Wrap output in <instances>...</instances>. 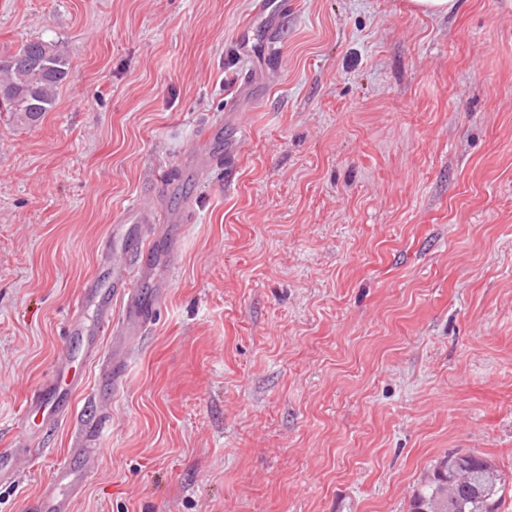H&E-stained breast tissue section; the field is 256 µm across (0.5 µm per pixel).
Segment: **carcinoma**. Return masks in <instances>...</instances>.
Returning a JSON list of instances; mask_svg holds the SVG:
<instances>
[{
	"label": "carcinoma",
	"instance_id": "cac0c4a2",
	"mask_svg": "<svg viewBox=\"0 0 512 512\" xmlns=\"http://www.w3.org/2000/svg\"><path fill=\"white\" fill-rule=\"evenodd\" d=\"M68 66L67 57L52 42L23 44L0 59V104L22 124L38 122L54 107ZM502 494L488 461L473 453L450 452L413 495L408 512H498Z\"/></svg>",
	"mask_w": 512,
	"mask_h": 512
}]
</instances>
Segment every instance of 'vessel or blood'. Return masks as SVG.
Listing matches in <instances>:
<instances>
[{
	"instance_id": "b4317fda",
	"label": "vessel or blood",
	"mask_w": 512,
	"mask_h": 512,
	"mask_svg": "<svg viewBox=\"0 0 512 512\" xmlns=\"http://www.w3.org/2000/svg\"><path fill=\"white\" fill-rule=\"evenodd\" d=\"M293 0H257L256 14L273 34V20L293 12ZM221 123L205 128L201 143L205 154L188 148L183 160L168 170L155 192L166 195L181 183L200 178L208 166L230 158L221 149ZM193 215L192 206L178 213L158 203L137 201L129 206L121 219L122 229L102 241L97 259L104 275L88 278L74 302L68 320L66 344L52 367L49 380L30 390L26 412L41 420L38 434L20 437L14 448L0 452V484L15 482L20 462L46 442L61 422L77 424L76 437L65 460L55 471L52 484L31 504L32 512H72V502L90 477V450L87 440L107 425L104 414H89L77 407V396L83 386L81 378L72 376L75 362L100 367L99 382L107 390H118L123 382L131 348L152 321L163 297L166 282L154 273L159 245L180 236L183 226ZM111 337V347H104V337Z\"/></svg>"
}]
</instances>
